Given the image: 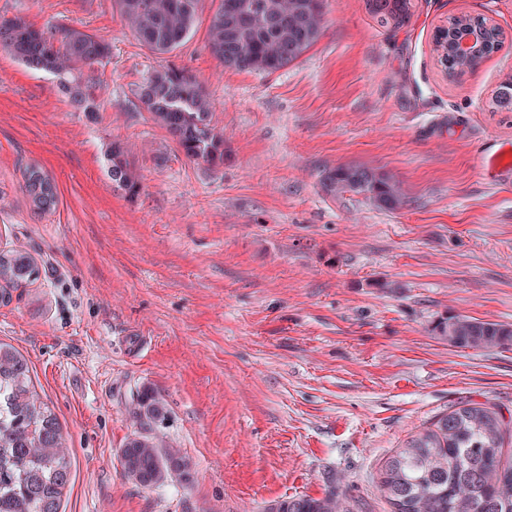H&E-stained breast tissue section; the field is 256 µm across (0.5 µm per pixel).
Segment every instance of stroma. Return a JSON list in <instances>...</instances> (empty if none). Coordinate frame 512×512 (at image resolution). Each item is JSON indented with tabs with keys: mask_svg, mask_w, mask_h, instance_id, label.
<instances>
[{
	"mask_svg": "<svg viewBox=\"0 0 512 512\" xmlns=\"http://www.w3.org/2000/svg\"><path fill=\"white\" fill-rule=\"evenodd\" d=\"M413 2L389 31L366 0H327L319 41L266 74L209 53L218 0L166 55L114 0H0L2 17L111 45L84 72L94 112L0 49V246L46 269L0 303V341L63 427L62 512H263L330 486L353 512H388L377 475L411 435L469 398L512 411V348L432 331L448 315L512 324V176L487 170L512 146V112L489 107L512 76V0ZM462 14L506 40L451 80L432 35ZM172 64L213 102L220 167L185 157L141 102ZM115 141L136 196L110 177ZM350 165L394 176L404 202L328 192L325 174ZM29 167L57 188L48 213L30 206ZM142 386L166 404L156 433L190 459L187 479L144 488L122 470Z\"/></svg>",
	"mask_w": 512,
	"mask_h": 512,
	"instance_id": "obj_1",
	"label": "stroma"
}]
</instances>
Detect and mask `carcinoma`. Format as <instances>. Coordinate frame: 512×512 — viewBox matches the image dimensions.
Instances as JSON below:
<instances>
[{
    "mask_svg": "<svg viewBox=\"0 0 512 512\" xmlns=\"http://www.w3.org/2000/svg\"><path fill=\"white\" fill-rule=\"evenodd\" d=\"M122 16L151 52H173L192 32L200 0H115ZM326 0H219L210 17L208 49L224 67L273 73L314 46L324 28ZM369 12L383 28L398 30L411 17V0H367ZM465 27L477 37L476 58L500 50L506 34L482 16L448 18V29L433 35L434 50L448 77L473 69L474 59L439 52L448 31ZM0 48L26 66L53 75L71 102L95 111L82 69L107 58L110 44L101 37L66 26L42 31L21 17L0 20ZM147 109L189 159L218 167L224 163V133L212 124L209 95L196 76L175 65L153 72L141 89ZM496 112H512V78L503 80L492 99ZM112 181L135 196L140 175L114 142L108 151ZM25 191L40 212L57 203L52 181L28 168ZM330 191L362 192L378 207L394 209L404 200L399 182L361 166L328 171ZM41 277L35 257L24 249L0 250V301L8 289ZM435 335L463 349L512 347V325L467 316L439 318ZM133 418L142 431L120 451L127 477L144 488L173 478L187 479L188 461L148 434L165 417L162 400L148 387L137 391ZM512 416L486 403L467 401L411 436L382 465L377 486L389 512H512V460L505 439ZM71 463L55 413L35 392L26 359L0 343V512H61ZM263 512H353L330 489L320 498L297 496L275 500Z\"/></svg>",
    "mask_w": 512,
    "mask_h": 512,
    "instance_id": "1",
    "label": "carcinoma"
}]
</instances>
